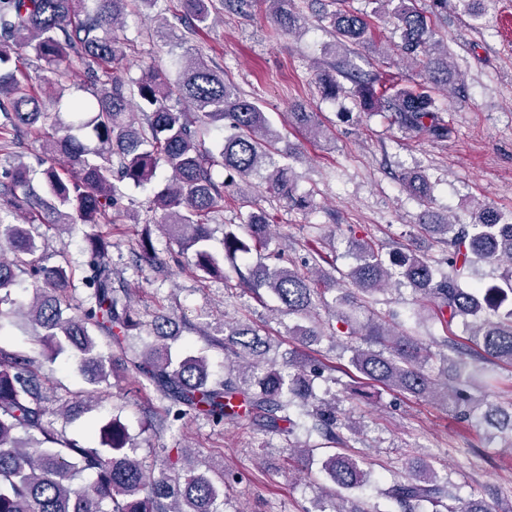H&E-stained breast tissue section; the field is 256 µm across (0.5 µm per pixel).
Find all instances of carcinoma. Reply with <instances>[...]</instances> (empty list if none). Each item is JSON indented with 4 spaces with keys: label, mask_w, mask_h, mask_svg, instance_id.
Instances as JSON below:
<instances>
[{
    "label": "carcinoma",
    "mask_w": 512,
    "mask_h": 512,
    "mask_svg": "<svg viewBox=\"0 0 512 512\" xmlns=\"http://www.w3.org/2000/svg\"><path fill=\"white\" fill-rule=\"evenodd\" d=\"M132 1L143 17L158 19L150 10L161 0H0V143L17 145L24 135L43 133L34 161L17 154L0 167V336L29 326L41 347L36 352L0 345V512H224V485L200 471L181 444L143 455L139 437L117 417L90 418L88 443L57 429V417L72 421L97 408L91 395L81 407L61 396L57 407L49 406L43 361L60 357L95 388L110 386L118 366L135 374L141 390L160 395V423L168 428L192 415L214 426L245 420L266 434L317 436L334 448L321 461L332 487H321V493L343 501L342 493L370 483V473L345 452V433L358 432L355 422L341 418L336 395L318 398L313 392L314 377L336 366L290 356L282 370L268 359L271 343L253 324H214L204 314L195 330L231 357L224 373L217 374L206 354L187 355L176 347L186 324L165 313L142 320L130 290L112 277V234L96 227L117 224L124 215L137 221L122 206L124 187L153 190L154 208L161 212L158 229L209 276L224 274V257L260 255L272 242L270 214L251 209L241 224L245 235L226 230L221 251L211 247L209 221L224 200L235 199L238 182L254 179L289 207L311 208L308 197L296 193L292 166L278 159L266 113L224 79V70L199 53L174 54L167 67L138 76L124 67L132 46L125 34ZM168 2L166 10L189 31L208 28L212 14L226 7L247 5V0ZM264 2L277 27L293 32L299 15L290 8L292 0ZM379 2L400 32L399 50L423 66L425 81L388 84L379 74L361 73L345 62L319 72L317 80L334 98L342 90L338 77L348 78L365 111L390 112L405 129L445 139L448 126L433 91L457 84L461 74L448 66V48L435 39L434 18L456 3L477 19L483 0H430L428 12L416 8L415 0ZM329 18L341 47L369 41L368 16L339 9ZM28 52L53 73L79 60L91 98H66L59 85L57 109L44 111L41 84L19 66ZM63 113L71 120L64 121ZM290 117L312 137L322 134L313 113L298 108ZM224 120L230 121L231 133L213 150L205 136ZM163 166L170 176L159 183ZM218 167L226 173L221 181L215 178ZM403 181L418 198L429 196L423 176L410 174ZM78 224L93 231L84 234L85 297L72 314L70 262L61 252L58 262L44 264L48 237L39 229L60 233ZM421 229L448 247V274L436 277L429 260L411 250L387 262L379 244L367 239L353 245L356 265L346 277L353 295L368 302L398 275L429 302V315L447 332L431 337L443 351L431 352L422 339L378 316L363 322L339 317L341 327L329 323L327 329L344 337L350 365L366 385L415 398L450 396L460 418L479 417L512 448V403L476 401L467 392L477 382L489 384L474 362L512 367V216L478 204L471 224L435 220ZM137 247L136 268L157 267L150 231L141 234ZM479 262L501 268L499 283L464 286ZM24 272L34 279V288L19 305L13 293ZM238 277L239 286L259 302L265 291L279 303L276 311L312 322L315 299L328 292V278L317 268L271 269L257 261ZM457 323L460 336L451 332ZM296 330L312 342L325 333L316 325ZM435 355L443 363L441 375L455 382L451 394L448 383L425 370ZM383 495L395 512H453L450 500L461 503V512H490L485 499L461 498L457 486L439 479L426 462L393 480Z\"/></svg>",
    "instance_id": "obj_1"
}]
</instances>
